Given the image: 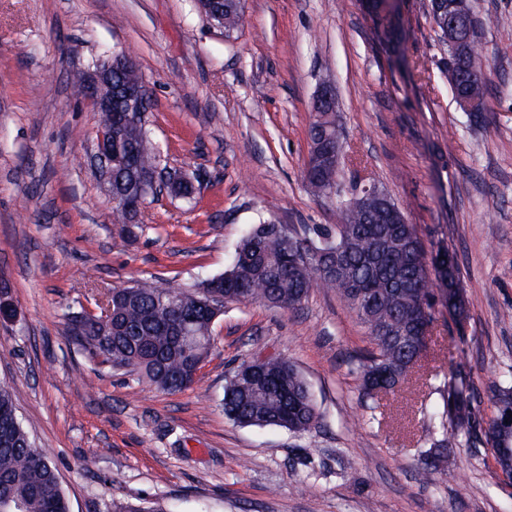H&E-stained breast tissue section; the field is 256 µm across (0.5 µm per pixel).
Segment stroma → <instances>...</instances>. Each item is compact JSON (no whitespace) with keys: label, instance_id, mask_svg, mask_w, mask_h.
<instances>
[{"label":"stroma","instance_id":"obj_1","mask_svg":"<svg viewBox=\"0 0 512 512\" xmlns=\"http://www.w3.org/2000/svg\"><path fill=\"white\" fill-rule=\"evenodd\" d=\"M488 61L481 123L456 106L421 0H402L403 62L379 46L361 0H242L232 34L195 0H0V280L18 310L0 322V382L52 464L70 512L162 501L170 512H512L491 448L460 447L419 479L434 422L408 391L361 398L367 330L336 295L288 312L230 304L196 382L149 386L90 358L69 314L143 278L190 288L229 266L257 217L332 224L335 200L303 178L315 92L336 88L351 186L385 184L426 249L457 255L470 317L437 307L421 375L439 402L449 365L474 395L512 381V0H472ZM122 54L152 99L145 128L163 166L195 175L183 200L148 197L134 236L113 223L93 161L101 115L75 76ZM296 365L316 428L241 427L220 406L243 361Z\"/></svg>","mask_w":512,"mask_h":512}]
</instances>
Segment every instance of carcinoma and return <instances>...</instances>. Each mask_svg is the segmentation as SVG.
Wrapping results in <instances>:
<instances>
[{"mask_svg": "<svg viewBox=\"0 0 512 512\" xmlns=\"http://www.w3.org/2000/svg\"><path fill=\"white\" fill-rule=\"evenodd\" d=\"M424 7L438 32L448 25L453 10L476 34L477 19L471 0H446ZM240 21L239 0H224V30ZM372 21L381 43L393 42L398 18L376 12ZM341 130L326 112L312 113L310 150L304 179L319 196L336 197V223L298 232L286 224L258 220L236 244L231 264L218 274L224 303H259L288 311L299 309L315 290L333 292L368 330L369 346L358 356L361 391L380 408L373 381L387 392L403 389L418 368L435 320L431 301L436 285L441 304L458 318L469 315V302L460 293V267L441 244L427 257L414 225L383 184L373 182L383 206L374 219L366 216L363 196L345 188L339 166L312 165L324 136ZM138 150V168L112 167V185L133 189L145 199L153 194L151 177L160 165L144 120L128 131ZM215 277L192 289L162 288L148 278L107 296L112 319L95 322L85 316L86 328L72 341L91 357L103 358L114 370L132 369L163 391H181L197 378L199 364L211 349L216 312L205 291ZM497 414L481 431L480 441L492 448L498 469L512 478V456L498 453L504 441L500 420L512 409V382L489 387ZM225 417L240 426H277L305 433L318 423L309 387L297 368L283 358H269L250 378L232 373L224 385ZM439 420L437 432L424 454L421 475L429 480L442 470L448 457L471 438V396H462L453 383L442 395V406L432 408ZM52 449L36 448L16 414L12 393L0 386V512H69L52 465ZM112 512H168L158 501L112 502Z\"/></svg>", "mask_w": 512, "mask_h": 512, "instance_id": "carcinoma-1", "label": "carcinoma"}]
</instances>
